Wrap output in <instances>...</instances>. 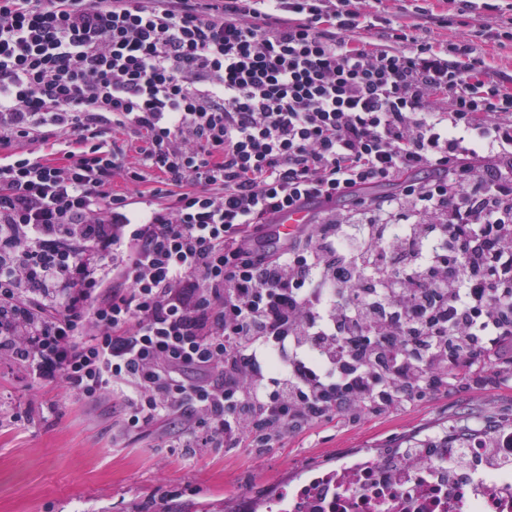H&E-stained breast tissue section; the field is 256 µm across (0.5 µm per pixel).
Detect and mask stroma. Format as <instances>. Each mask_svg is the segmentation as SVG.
<instances>
[{"label": "stroma", "mask_w": 512, "mask_h": 512, "mask_svg": "<svg viewBox=\"0 0 512 512\" xmlns=\"http://www.w3.org/2000/svg\"><path fill=\"white\" fill-rule=\"evenodd\" d=\"M416 28L434 49L468 38L486 75L512 80V42L477 36L512 17V0H355ZM112 399H85L64 381L42 383L0 360V512H132L164 498L181 504L222 502L232 492H257L313 459L344 448H384L408 435L446 426L460 416L512 415V379L487 387L460 383L357 419L330 413L267 448L240 443L187 455L163 441L179 430L161 423L120 427Z\"/></svg>", "instance_id": "1"}]
</instances>
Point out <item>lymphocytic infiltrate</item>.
<instances>
[{"label": "lymphocytic infiltrate", "instance_id": "lymphocytic-infiltrate-1", "mask_svg": "<svg viewBox=\"0 0 512 512\" xmlns=\"http://www.w3.org/2000/svg\"><path fill=\"white\" fill-rule=\"evenodd\" d=\"M371 27L399 49L355 47L352 0H0V358L128 430L182 416L188 453L512 362V90L470 40ZM381 185L361 223L270 232ZM309 223V214L306 208L291 210L279 216L273 226L275 234L281 235L299 230L303 224Z\"/></svg>", "mask_w": 512, "mask_h": 512}]
</instances>
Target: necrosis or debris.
<instances>
[{"label":"necrosis or debris","instance_id":"1","mask_svg":"<svg viewBox=\"0 0 512 512\" xmlns=\"http://www.w3.org/2000/svg\"><path fill=\"white\" fill-rule=\"evenodd\" d=\"M350 448L258 494L227 497L231 512H512V429L491 444Z\"/></svg>","mask_w":512,"mask_h":512}]
</instances>
